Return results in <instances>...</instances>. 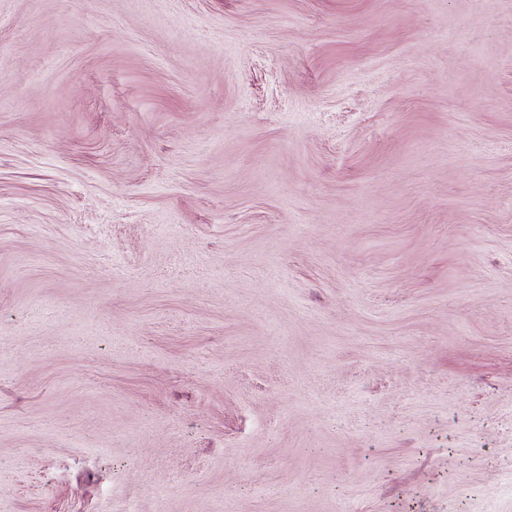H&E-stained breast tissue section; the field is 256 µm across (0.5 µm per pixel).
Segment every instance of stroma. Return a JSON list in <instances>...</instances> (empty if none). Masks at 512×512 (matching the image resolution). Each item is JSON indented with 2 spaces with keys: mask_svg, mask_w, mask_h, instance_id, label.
I'll return each mask as SVG.
<instances>
[{
  "mask_svg": "<svg viewBox=\"0 0 512 512\" xmlns=\"http://www.w3.org/2000/svg\"><path fill=\"white\" fill-rule=\"evenodd\" d=\"M0 512H512V0H0Z\"/></svg>",
  "mask_w": 512,
  "mask_h": 512,
  "instance_id": "stroma-1",
  "label": "stroma"
}]
</instances>
